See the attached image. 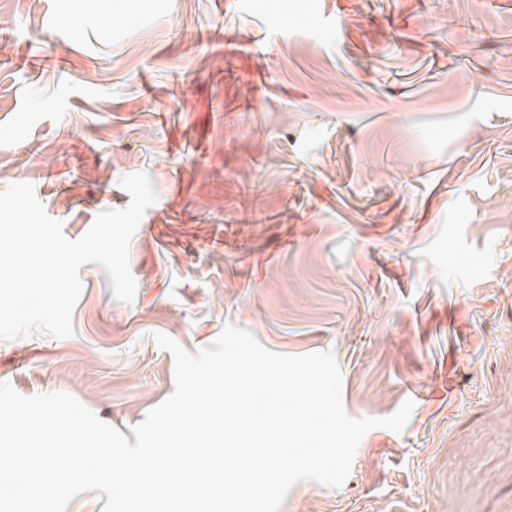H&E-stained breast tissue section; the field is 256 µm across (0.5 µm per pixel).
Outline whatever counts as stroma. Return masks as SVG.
Masks as SVG:
<instances>
[{
    "label": "stroma",
    "instance_id": "1",
    "mask_svg": "<svg viewBox=\"0 0 512 512\" xmlns=\"http://www.w3.org/2000/svg\"><path fill=\"white\" fill-rule=\"evenodd\" d=\"M158 194L133 304L81 267L75 333L0 342V382L122 434L226 322L335 350L362 439L281 512H512V0H0V191L75 239Z\"/></svg>",
    "mask_w": 512,
    "mask_h": 512
}]
</instances>
